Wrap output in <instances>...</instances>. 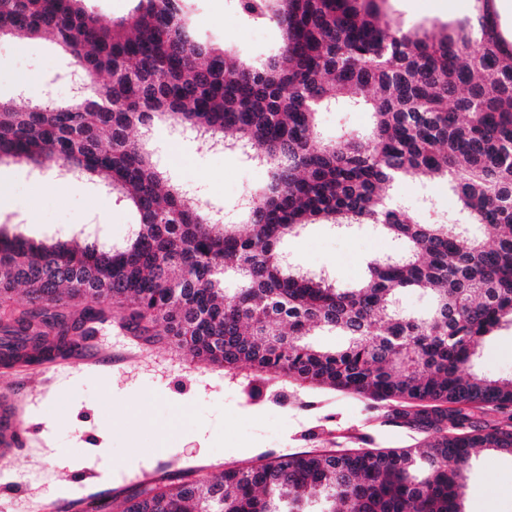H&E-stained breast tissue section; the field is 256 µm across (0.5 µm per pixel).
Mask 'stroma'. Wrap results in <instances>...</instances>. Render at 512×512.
<instances>
[{
    "instance_id": "stroma-1",
    "label": "stroma",
    "mask_w": 512,
    "mask_h": 512,
    "mask_svg": "<svg viewBox=\"0 0 512 512\" xmlns=\"http://www.w3.org/2000/svg\"><path fill=\"white\" fill-rule=\"evenodd\" d=\"M199 40L223 44L257 61L274 54L277 28L248 21L239 0H188ZM482 0H385L383 11L404 27L423 32L474 23ZM70 57L48 38L0 39V100L25 111L74 93ZM372 115L363 108L328 109L318 118L321 141L365 132ZM157 168L227 222L240 221L243 201L268 181L264 166L239 153L203 147L193 132L154 126L148 140ZM55 162L42 170L0 163V224L20 227L34 239L98 229L103 242H125L135 225L133 210L98 182L70 183ZM392 201L424 224L461 221L457 198L441 180L399 181ZM393 240L371 224L348 231L308 225L287 239L289 259L328 274L343 286L364 280L366 260L389 252ZM83 363L56 375L32 366L0 371V391L23 407L27 431L0 473V512H40L45 503L69 504L89 492L107 491L113 504L136 487L171 482L183 471L249 467L274 456L387 451L416 446L422 433L389 420L386 404L368 407L351 394L301 385L278 374L227 369L193 358L168 337L147 341L104 324L82 352ZM473 370L512 378V324L485 336ZM259 394H252L253 385ZM103 448L100 471L82 467L80 454ZM470 491L462 512H512V454L480 450L467 473Z\"/></svg>"
}]
</instances>
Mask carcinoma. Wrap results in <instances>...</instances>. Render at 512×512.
<instances>
[{"label":"carcinoma","instance_id":"obj_1","mask_svg":"<svg viewBox=\"0 0 512 512\" xmlns=\"http://www.w3.org/2000/svg\"><path fill=\"white\" fill-rule=\"evenodd\" d=\"M380 0H240L281 32L277 59L247 64L194 39L185 0H139L102 22L84 0H0V35L48 34L86 80L112 79L107 110L83 91L27 112L0 102V159L92 175L130 202L136 230L103 247L81 232L36 241L0 225V303L21 288L27 307L0 325V365L82 351L114 319L151 339L161 327L196 358L282 373L301 384L395 404L390 421L425 434L414 448L289 454L247 468L185 472L127 495L121 512H461L478 448L512 452V379L470 371L483 339L512 323V46L483 0L475 37L406 30ZM361 97L367 135L323 143L318 112ZM454 108H448V101ZM226 148H247L271 183L250 195L247 224L169 185L129 131L153 118ZM105 154L87 167L84 159ZM419 176L448 182L482 232L420 224L382 194ZM375 224L401 245L377 256L356 288L294 270L280 244L309 224ZM431 297L424 315L398 296ZM344 336L334 350L310 340ZM71 506L112 512L95 492Z\"/></svg>","mask_w":512,"mask_h":512}]
</instances>
